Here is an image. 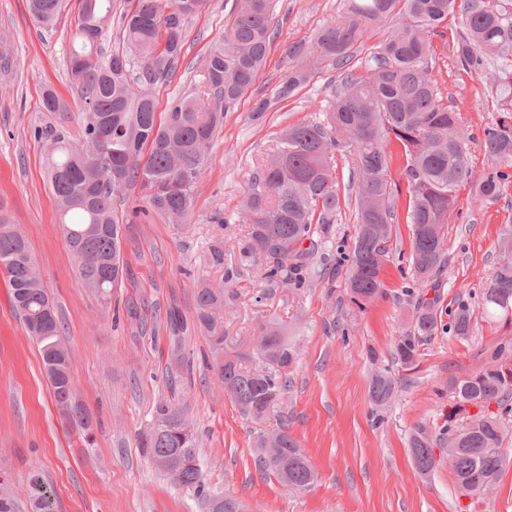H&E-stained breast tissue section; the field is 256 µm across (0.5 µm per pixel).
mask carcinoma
Here are the masks:
<instances>
[{
  "instance_id": "1",
  "label": "carcinoma",
  "mask_w": 512,
  "mask_h": 512,
  "mask_svg": "<svg viewBox=\"0 0 512 512\" xmlns=\"http://www.w3.org/2000/svg\"><path fill=\"white\" fill-rule=\"evenodd\" d=\"M127 3L129 8L121 12L126 49L108 54L103 46L112 24V0H79L71 35L80 49L71 54L70 71L84 103L83 138L74 145L62 131L52 132V149L45 158L64 244L86 287L106 306L124 272L123 220L114 210V197L138 185L143 197L134 214L188 223L194 187L224 113L234 110L251 88L275 36L272 0H235L234 19L205 61L202 94L173 99L161 116L146 88L174 74L186 24L201 0ZM63 5L64 0H28L31 15L45 27L54 24ZM451 14L459 24L452 50L462 69L481 74L496 65L491 94L498 116L484 132L491 166L476 183L475 195L479 200L500 195L501 182L508 178L504 169L512 166V0H348L345 14L317 31L314 48L288 46V57L298 64L253 103V116L259 117L316 70H341L340 87L328 110L283 131L249 180L244 254L263 266L269 283H302L325 244L328 225L347 202L356 218L348 271L351 299L362 307L381 294V272L398 217L399 190L392 184L388 150L394 143L405 156L413 274L418 286L433 287L448 264L445 224L456 202L455 189L471 181L460 113L448 107L430 77L433 40L443 36ZM397 16L400 21L371 57L369 74H353L354 50L370 31ZM344 153L353 162V180L345 193L336 177V158ZM500 252L483 292V308L490 317L497 309H512L511 230ZM0 266L9 274L15 306L40 350L58 408L89 429V418L76 401L72 362L54 303L34 275L37 262L28 241L2 216ZM437 301L424 291L418 294L413 329L396 346L407 370L416 362L419 345L438 330ZM195 303L196 329L209 341L211 368L224 385V395L243 415L264 420L287 392L288 371L298 358L295 345L280 325L268 323L262 327L265 347L257 350L263 367L252 368L251 356L224 353V287L197 289ZM451 322L454 336L467 339L473 331L469 305L458 304ZM169 331L178 352L189 327L176 312L170 313ZM511 351L501 346L486 367L448 378V429H457L458 416L476 423L459 436L449 459L455 483L469 484L473 495L487 491L506 463L501 444L503 416L512 411ZM395 389L388 371L372 376L369 391L376 406L387 405ZM468 404L479 412L468 415ZM492 404L502 412L486 413ZM184 418L178 405L159 402L152 425L139 438L140 447L161 473L192 492L206 512L216 499L224 502V512H242L237 499L205 481L197 435L184 442L177 433ZM276 436L279 449L267 462H257L258 468L276 474L291 490L309 487L316 473L306 454L287 428ZM435 446L437 440L422 428L409 438L413 464L422 475L436 469ZM28 497L33 512H54V499L37 472L29 475Z\"/></svg>"
}]
</instances>
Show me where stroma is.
<instances>
[{
    "instance_id": "obj_1",
    "label": "stroma",
    "mask_w": 512,
    "mask_h": 512,
    "mask_svg": "<svg viewBox=\"0 0 512 512\" xmlns=\"http://www.w3.org/2000/svg\"><path fill=\"white\" fill-rule=\"evenodd\" d=\"M234 0H203L189 20L183 55L172 79L152 86L158 111L197 91L212 44L233 18ZM346 0H273L276 36L265 66L234 111L225 113L194 189L185 224L160 220L122 226L128 273L112 291L111 308L85 287L63 243L55 200L45 176L47 130L70 142L82 137L83 103L69 77L71 29L78 0H66L51 28L39 27L26 0H0V211L27 239L63 326L79 402L92 424L82 429L58 409L40 351L16 310L9 276L0 267V482L15 496L17 512H32L30 472L40 471L54 493L55 512H201L192 493L161 475L139 446L159 401L176 398L199 437L202 470L210 485L244 505V512H512V414L502 443L508 461L494 489L476 498L458 496L447 462L430 476L414 467L408 439L419 427L448 436V379L482 369L500 344L512 343V317L484 312L481 293L500 258L502 233L512 227V177L498 198L475 201L472 183L488 170L484 130L497 118L486 97L490 73L465 72L447 48L458 24L434 40L431 75L450 108L460 112L471 183L456 189L448 213V264L438 284V330L404 369L396 344L411 327L419 287L412 276L411 227H393L384 265L382 296L366 308L349 294L348 256L356 224L345 207L329 227L302 287H270L243 255L240 220L253 166L288 125L326 109L340 82L337 70L313 73L291 97L253 117L256 97L267 94L293 65L288 45L313 46L318 29L337 19ZM53 87L65 109L41 106ZM224 246L223 268L208 249ZM225 282L224 336L228 347L253 353L260 328L275 321L300 352L288 392L262 425L244 417L225 397L208 368L209 344L190 331L182 354L191 362L183 379L171 359L166 315L178 308L195 321L194 296L205 283ZM474 311V331L461 340L449 331L458 303ZM388 370L394 399L376 407L372 375ZM287 428L317 478L293 491L255 464L258 433Z\"/></svg>"
}]
</instances>
